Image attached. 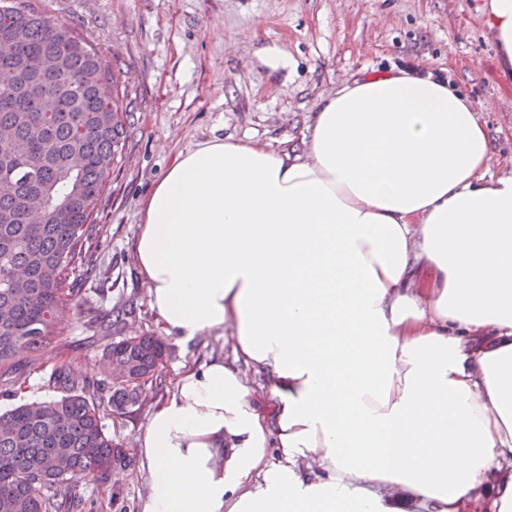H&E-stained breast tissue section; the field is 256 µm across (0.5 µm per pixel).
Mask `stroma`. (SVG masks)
I'll use <instances>...</instances> for the list:
<instances>
[{
  "label": "stroma",
  "mask_w": 512,
  "mask_h": 512,
  "mask_svg": "<svg viewBox=\"0 0 512 512\" xmlns=\"http://www.w3.org/2000/svg\"><path fill=\"white\" fill-rule=\"evenodd\" d=\"M485 0H30L99 51L116 77L110 91L131 116L124 149L96 203L95 267L63 311L58 348L0 381V412L48 400L58 366L108 380L112 309L132 304L125 336L157 335L148 288L133 259L142 204L174 158L211 138L251 136L301 149L320 94L361 74L418 69L451 81L483 108L496 143L493 176L512 174V77L480 24ZM288 52L271 69L267 48ZM162 387L143 405L104 410L126 463L82 481V512H141L148 473L133 438L183 366L231 357L230 333L184 343L165 337Z\"/></svg>",
  "instance_id": "1"
}]
</instances>
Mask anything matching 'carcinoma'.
Returning a JSON list of instances; mask_svg holds the SVG:
<instances>
[{"instance_id": "1", "label": "carcinoma", "mask_w": 512, "mask_h": 512, "mask_svg": "<svg viewBox=\"0 0 512 512\" xmlns=\"http://www.w3.org/2000/svg\"><path fill=\"white\" fill-rule=\"evenodd\" d=\"M0 377L37 359L64 333L63 307L79 289L77 271L94 267L87 243L99 232L94 205L125 144L129 110L109 98L110 66L71 28L20 0H0ZM51 53L59 68L42 77L27 61ZM165 346L150 336H121L105 357L109 383L53 375L61 396L0 413V512H79V483L124 460L100 408L140 405L145 386L162 383ZM93 391L96 397L86 396Z\"/></svg>"}]
</instances>
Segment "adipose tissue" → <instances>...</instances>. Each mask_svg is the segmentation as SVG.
I'll use <instances>...</instances> for the list:
<instances>
[{
  "instance_id": "1",
  "label": "adipose tissue",
  "mask_w": 512,
  "mask_h": 512,
  "mask_svg": "<svg viewBox=\"0 0 512 512\" xmlns=\"http://www.w3.org/2000/svg\"><path fill=\"white\" fill-rule=\"evenodd\" d=\"M483 25L512 72V0ZM433 74L323 97L302 151L179 153L134 258L166 334L231 328L135 439L141 512H512V175Z\"/></svg>"
}]
</instances>
